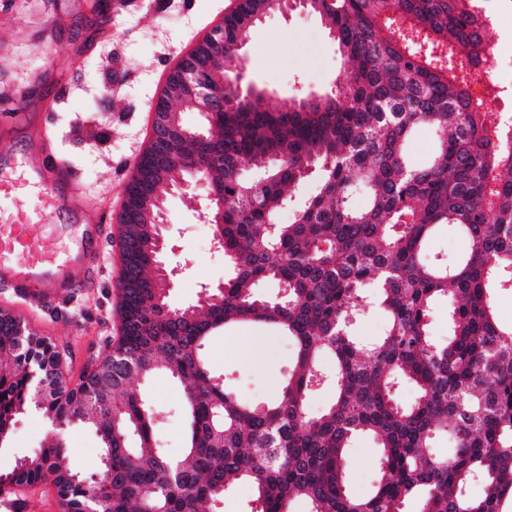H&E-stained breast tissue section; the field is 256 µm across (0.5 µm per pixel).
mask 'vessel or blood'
I'll use <instances>...</instances> for the list:
<instances>
[{
    "instance_id": "1",
    "label": "vessel or blood",
    "mask_w": 512,
    "mask_h": 512,
    "mask_svg": "<svg viewBox=\"0 0 512 512\" xmlns=\"http://www.w3.org/2000/svg\"><path fill=\"white\" fill-rule=\"evenodd\" d=\"M25 180L53 208L81 212L87 205L82 186L64 163H46L33 157ZM77 256L46 252L32 238L28 225H0V283L33 304L58 300L72 288L69 273Z\"/></svg>"
}]
</instances>
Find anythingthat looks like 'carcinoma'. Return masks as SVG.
Returning <instances> with one entry per match:
<instances>
[{
	"label": "carcinoma",
	"instance_id": "obj_1",
	"mask_svg": "<svg viewBox=\"0 0 512 512\" xmlns=\"http://www.w3.org/2000/svg\"><path fill=\"white\" fill-rule=\"evenodd\" d=\"M479 0H307L346 64L345 79L318 99L263 105L240 99L238 45L253 19L273 10L245 0L224 17V70L200 71L223 86L213 131L180 144L169 183L209 157L207 181L224 189V262L216 296L177 313L161 260H136V200L155 142L141 155L122 212L124 267L118 283L123 330L86 367L65 379L66 359L50 339L19 335L0 309V448L38 383L51 387L38 410L45 444L0 473V485L51 482L57 512H216L239 480L254 486L252 512H508L512 505V322L497 298L512 290V123L493 118L472 86L489 65ZM433 131L430 154L411 158L418 131ZM317 193L293 220L269 230L311 177ZM361 186L356 207L351 191ZM446 227L468 243L452 265L425 259ZM288 289L260 294L265 282ZM448 303L450 337L430 335L435 307ZM387 317L381 338L350 330L369 306ZM271 328L293 342L285 379L269 403L252 405L224 385L206 354L226 329ZM332 362L324 371L323 360ZM158 374L180 383L185 447L169 458L154 436L155 411L132 388ZM401 380L418 391L397 401ZM334 393L312 415L316 385ZM93 431L100 469L76 471L61 443L66 428ZM453 446L434 447L440 433ZM368 434L381 448L374 492L351 495L345 451ZM482 480L474 499L469 485Z\"/></svg>",
	"mask_w": 512,
	"mask_h": 512
}]
</instances>
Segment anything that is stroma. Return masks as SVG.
Masks as SVG:
<instances>
[{"mask_svg": "<svg viewBox=\"0 0 512 512\" xmlns=\"http://www.w3.org/2000/svg\"><path fill=\"white\" fill-rule=\"evenodd\" d=\"M153 2V9L138 2L113 18L106 12L93 14L89 0H0V137L8 139L21 164L29 151L31 125L48 122L54 135L43 152L69 160L88 199L86 221L112 231L111 242H100L98 248L79 246L62 215L19 209L14 195L0 193V222L30 224L43 249L98 257L94 281L83 283L84 270L75 266L73 278L80 288L53 306L31 305L0 288V307L65 349L74 384L105 342L121 334L116 312L122 265L117 219L131 159L142 153L152 135L153 103L170 72L237 5V0ZM481 4L492 20L486 34L494 60L512 64V0ZM244 56L248 78L273 107L329 93L344 73L325 26L299 8L266 16L255 27ZM114 70L124 79L112 85L108 76ZM28 88L33 94L23 103L27 122L18 125L8 108L19 91ZM206 195V188L197 186L166 202L167 261L178 270L170 291L176 307L196 303L205 288L216 287L228 275L222 256L213 250L212 226L203 216ZM243 341L238 332H228L209 344L207 355L240 398L268 402L278 393L293 344L270 331L257 332L253 341L260 365L255 368L241 351ZM143 390L155 410L154 434L160 446L170 457H178L184 437L180 386L160 376ZM45 435L41 414L29 410L0 449V471H10L18 457L38 449ZM65 440L74 469L93 474L100 459L95 435L73 426ZM378 456L371 436L353 439L345 471L353 494L372 493Z\"/></svg>", "mask_w": 512, "mask_h": 512, "instance_id": "1", "label": "stroma"}]
</instances>
